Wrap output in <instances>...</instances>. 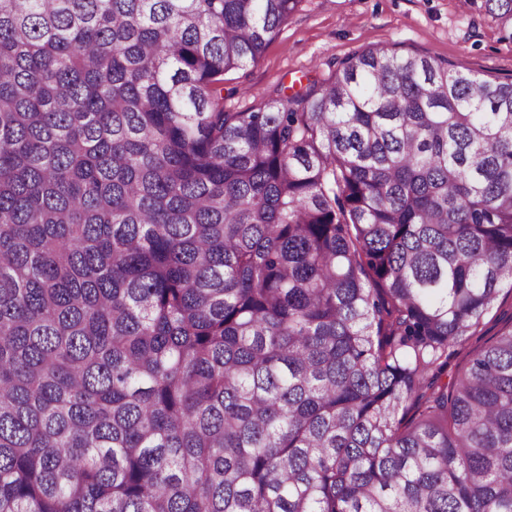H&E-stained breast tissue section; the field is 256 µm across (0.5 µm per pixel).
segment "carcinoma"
I'll return each mask as SVG.
<instances>
[{"label":"carcinoma","mask_w":512,"mask_h":512,"mask_svg":"<svg viewBox=\"0 0 512 512\" xmlns=\"http://www.w3.org/2000/svg\"><path fill=\"white\" fill-rule=\"evenodd\" d=\"M299 3L0 0V512H512V81ZM459 0H301L257 64L224 76V111H253L280 89L321 82L340 60L368 47L461 63L512 80V41L493 19ZM512 323V293L507 288L501 293L498 307L494 308L484 320L481 330L470 338L465 350L448 361V381L468 366L469 352L480 350L499 332Z\"/></svg>","instance_id":"1"}]
</instances>
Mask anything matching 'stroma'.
Returning <instances> with one entry per match:
<instances>
[{
  "mask_svg": "<svg viewBox=\"0 0 512 512\" xmlns=\"http://www.w3.org/2000/svg\"><path fill=\"white\" fill-rule=\"evenodd\" d=\"M368 47L417 52L487 79L512 80V41L490 16L462 11L459 0H301L257 64L225 75L224 109L256 110L280 89L323 81L336 63ZM510 325L512 292L505 290L466 351L449 360V374L462 372L470 352Z\"/></svg>",
  "mask_w": 512,
  "mask_h": 512,
  "instance_id": "stroma-1",
  "label": "stroma"
}]
</instances>
